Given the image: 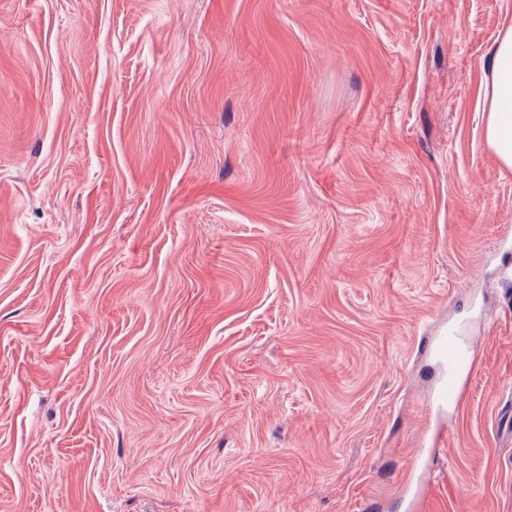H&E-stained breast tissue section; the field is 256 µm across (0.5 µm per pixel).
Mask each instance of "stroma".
<instances>
[{
    "instance_id": "1",
    "label": "stroma",
    "mask_w": 512,
    "mask_h": 512,
    "mask_svg": "<svg viewBox=\"0 0 512 512\" xmlns=\"http://www.w3.org/2000/svg\"><path fill=\"white\" fill-rule=\"evenodd\" d=\"M512 0H0V512H512ZM481 342L427 439L442 322ZM484 136L500 164L512 169V28L498 38L487 62Z\"/></svg>"
}]
</instances>
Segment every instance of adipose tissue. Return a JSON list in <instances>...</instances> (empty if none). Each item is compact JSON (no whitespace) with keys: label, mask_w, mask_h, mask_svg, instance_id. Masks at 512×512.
<instances>
[{"label":"adipose tissue","mask_w":512,"mask_h":512,"mask_svg":"<svg viewBox=\"0 0 512 512\" xmlns=\"http://www.w3.org/2000/svg\"><path fill=\"white\" fill-rule=\"evenodd\" d=\"M484 136L500 164L512 169V28L498 38L487 62Z\"/></svg>","instance_id":"ef3b65f1"}]
</instances>
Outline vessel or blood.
I'll list each match as a JSON object with an SVG mask.
<instances>
[{"mask_svg":"<svg viewBox=\"0 0 512 512\" xmlns=\"http://www.w3.org/2000/svg\"><path fill=\"white\" fill-rule=\"evenodd\" d=\"M419 347L428 352L439 370L437 385L430 399L438 414L429 441V454L434 457L448 445L446 416L449 408L461 400L462 379L472 365L476 344L465 328L453 326L443 329L439 336L421 339Z\"/></svg>","mask_w":512,"mask_h":512,"instance_id":"obj_1","label":"vessel or blood"}]
</instances>
